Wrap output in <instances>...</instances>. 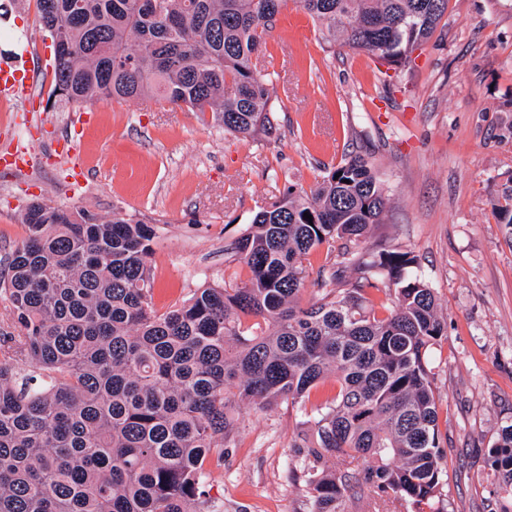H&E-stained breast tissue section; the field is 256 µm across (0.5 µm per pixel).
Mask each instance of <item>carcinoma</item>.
I'll return each instance as SVG.
<instances>
[{
    "label": "carcinoma",
    "mask_w": 512,
    "mask_h": 512,
    "mask_svg": "<svg viewBox=\"0 0 512 512\" xmlns=\"http://www.w3.org/2000/svg\"><path fill=\"white\" fill-rule=\"evenodd\" d=\"M35 4L52 41L50 98L80 107L153 96L210 112L243 138L271 127L273 82L251 60L287 0ZM300 6L327 40L395 68L448 12V0ZM386 206L361 157L325 171L308 193L289 186L233 244L246 280L199 288L159 314L153 227L30 203L27 237L0 277L18 329L0 354V512H219L205 462L224 456L235 408L303 406L330 376L336 397L306 419L309 512H347L372 497L445 512L428 353L446 325L433 289L410 272V252H368ZM494 214L512 235V187ZM338 239L342 260L319 268V298L300 306L304 261ZM375 292L385 296L377 307ZM327 455L334 466L323 465ZM489 456L511 487L512 423ZM357 458L368 465L350 468Z\"/></svg>",
    "instance_id": "obj_1"
}]
</instances>
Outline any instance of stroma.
<instances>
[{
	"mask_svg": "<svg viewBox=\"0 0 512 512\" xmlns=\"http://www.w3.org/2000/svg\"><path fill=\"white\" fill-rule=\"evenodd\" d=\"M0 16V66L29 61L33 83L0 122V264L41 201L99 220L155 227L149 262L163 313L199 288L243 281L230 251L286 187L307 192L326 169L369 160L389 204L370 248L412 252L448 337L433 349L448 512H512L488 452L512 422V237L493 206L512 186V0H448L414 63L386 68L322 37L288 0L256 59L275 85L272 133L244 139L212 119L146 98L48 107L51 40L34 0ZM306 416L282 402L241 407L223 457L210 458V498L224 512H307L299 471Z\"/></svg>",
	"mask_w": 512,
	"mask_h": 512,
	"instance_id": "35a3bbf8",
	"label": "stroma"
}]
</instances>
